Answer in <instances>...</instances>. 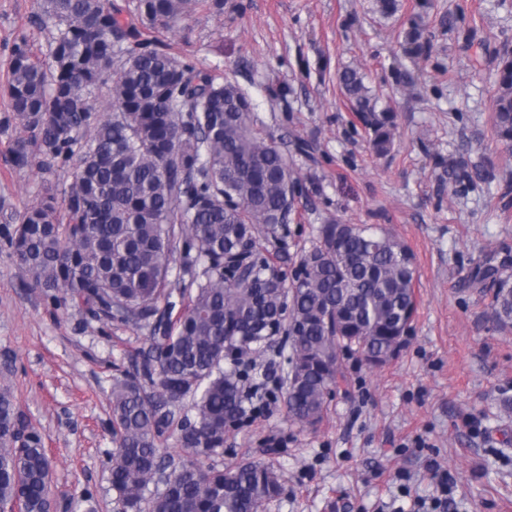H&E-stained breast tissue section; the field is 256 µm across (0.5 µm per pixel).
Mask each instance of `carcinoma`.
<instances>
[{
  "label": "carcinoma",
  "mask_w": 512,
  "mask_h": 512,
  "mask_svg": "<svg viewBox=\"0 0 512 512\" xmlns=\"http://www.w3.org/2000/svg\"><path fill=\"white\" fill-rule=\"evenodd\" d=\"M210 6L223 3L36 0L35 18L52 24L46 50L21 35L10 52L11 119L27 133L14 162H35L45 174L68 169L72 178L8 217L5 243L24 280L56 307L77 306L106 325L151 321L163 333L112 379L113 512H262L283 493L273 464L204 466L224 453L228 428L248 417L253 346L286 336L288 415L313 428L347 382L340 356L385 365L417 312L413 254L364 225H321L289 284L261 254L258 227L289 223L300 179L235 82L143 37ZM428 7L419 3L410 18L414 51ZM496 60L492 126L511 146L512 50ZM339 83L372 132V152L388 153L393 113L376 111L357 70L342 71ZM173 262L186 303L165 324ZM475 279L492 282L496 321L512 322V273L487 258ZM170 433L185 449L176 460L161 454ZM50 481L42 432L1 388L0 502L20 495L27 512H49Z\"/></svg>",
  "instance_id": "1"
}]
</instances>
